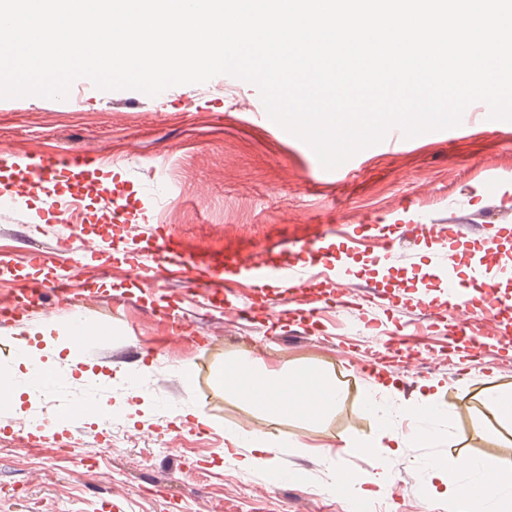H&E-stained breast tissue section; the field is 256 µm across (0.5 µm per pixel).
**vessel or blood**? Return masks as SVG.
<instances>
[{
    "instance_id": "vessel-or-blood-1",
    "label": "vessel or blood",
    "mask_w": 512,
    "mask_h": 512,
    "mask_svg": "<svg viewBox=\"0 0 512 512\" xmlns=\"http://www.w3.org/2000/svg\"><path fill=\"white\" fill-rule=\"evenodd\" d=\"M30 194L44 202L48 215L56 223L65 222L84 200L94 199L101 210L102 222L123 225V249L136 265L139 281L146 291L158 292L162 282L176 271L189 279L201 275L212 277L211 292L215 295L244 280L256 285L273 281L295 291L296 295L306 296L309 319L319 316L318 301L311 295L314 276L308 267L307 257L315 253L321 255L323 263H330L332 240L338 235L331 225L321 224L312 234L292 238L289 258L283 262L269 258L270 252L280 249L284 241L279 235L262 249L240 242L227 245L221 255L190 253L170 235L155 231L144 238L135 232L123 205L112 197L111 181L96 174L93 157L76 150L44 153L28 162L0 165V201L12 203ZM417 233L437 240L440 252L431 258L430 266L448 290L449 305L469 304V288L479 290L480 310L472 323L458 325L457 335L463 336L472 347L481 346L484 339L481 325L487 319L498 326L501 334L512 333V295L501 290L502 281L512 276V270L478 261L471 265L468 278L463 279L446 263L447 239L461 236V224L449 226L444 235L431 224H390L376 235L375 246L381 258L388 259L395 256L409 236ZM78 249L76 240L67 239L57 242L52 250L32 251L28 272L18 271L13 275L16 294L7 306L0 309V323L9 325L17 322L33 301L46 295L73 305L86 303L88 297L84 290L71 288L65 276L58 272L59 267ZM162 323L164 340L174 342L196 337L194 322L185 316L168 312L164 314Z\"/></svg>"
}]
</instances>
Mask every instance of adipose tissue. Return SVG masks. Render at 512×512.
Returning <instances> with one entry per match:
<instances>
[{
    "label": "adipose tissue",
    "mask_w": 512,
    "mask_h": 512,
    "mask_svg": "<svg viewBox=\"0 0 512 512\" xmlns=\"http://www.w3.org/2000/svg\"><path fill=\"white\" fill-rule=\"evenodd\" d=\"M219 384L221 389L248 402L272 425L290 413L308 420L320 419L333 409L339 397L335 379L288 365L275 370L236 360L225 364L219 374ZM439 393L437 382H425L419 406L403 405L395 410L381 406L375 398L366 399L365 410L380 417L379 432L354 438L349 446L356 453L373 458L376 471L371 479L378 486L386 484L388 456L398 453L409 442L408 434L401 429L403 422L419 412L442 417L443 411L436 402ZM427 469L441 484L444 494L462 505L465 512H512V466L490 458L478 459L469 473L462 474L453 470L446 459L439 458L428 463ZM487 469L496 472L494 485H485L480 479L481 471Z\"/></svg>",
    "instance_id": "adipose-tissue-1"
}]
</instances>
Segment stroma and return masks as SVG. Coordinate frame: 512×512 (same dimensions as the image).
Returning <instances> with one entry per match:
<instances>
[{"label": "stroma", "instance_id": "stroma-1", "mask_svg": "<svg viewBox=\"0 0 512 512\" xmlns=\"http://www.w3.org/2000/svg\"><path fill=\"white\" fill-rule=\"evenodd\" d=\"M72 88V96L59 101L0 99V161L48 150L99 154L100 171L113 189L143 207L149 225L165 227L193 251L220 252L244 234L261 245L273 233L295 236L319 224H342L351 232L380 217L441 229L471 224L448 251L459 272L490 238L498 242L490 263L512 259V237L500 231L503 222L512 223V121L484 115L441 136L425 133L393 146L383 141L327 177L313 150L268 117L253 83L178 85L155 97L94 89L84 78ZM40 207L33 197L0 208L1 249L21 257L32 248L51 249L68 235V225L34 223ZM81 228L86 250L70 271L77 287L97 297L83 309L80 365L56 338L39 345L41 361L55 374L50 386L28 384L27 369L16 362L17 340L36 326L69 329L68 305L49 317L35 307L19 324L0 325V378L22 392L20 406L0 412V512H347L329 479L339 469L372 470L346 442L377 427L363 403L380 381L364 371L378 333L402 338L422 358L419 377L393 369L394 388L381 392L383 401L397 393L414 400L424 380L438 381L437 403L451 408L457 430L469 434L470 453L512 464V438L498 435L486 402L493 389L512 387V342L491 335L485 346L467 351L454 343L455 326L471 322L475 311L449 308L447 289L429 273L434 238L406 241L387 272L375 267L372 242L362 241L341 284L318 286L323 298L347 302V314L338 319L326 314L305 329L288 289L279 286L260 291L253 316L234 319L224 314L235 300L227 293L212 297L193 317L209 339L206 346L169 345L142 362L132 359V349L161 335L162 313L181 310L187 286L172 279L160 294L141 292L129 260L94 252L110 225L85 222ZM425 297L435 301L430 319L418 305ZM253 347L263 350L269 367H317L342 389L324 419L291 416L275 427L280 453L274 470L282 476L275 486L270 472L241 469L224 454L225 430L266 427L244 400L217 387L225 361ZM132 391L146 403L137 422L118 409ZM80 403L110 416L76 428L57 426L58 452L21 451L17 432L32 407L49 406L62 418ZM199 410L205 422L197 421ZM447 453V445L418 440L390 457L391 479L379 508L450 512L449 498L433 495L421 467ZM297 472L303 481H292Z\"/></svg>", "mask_w": 512, "mask_h": 512}]
</instances>
